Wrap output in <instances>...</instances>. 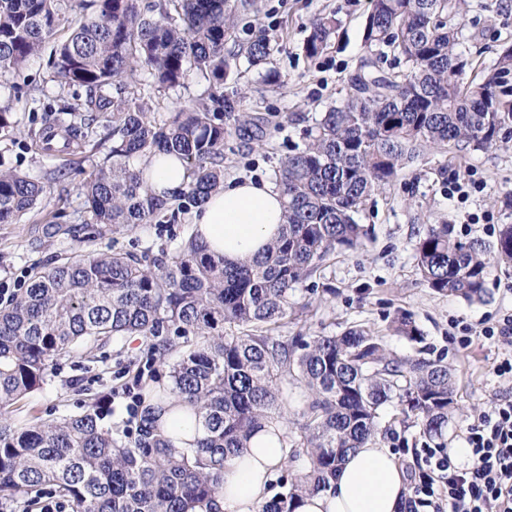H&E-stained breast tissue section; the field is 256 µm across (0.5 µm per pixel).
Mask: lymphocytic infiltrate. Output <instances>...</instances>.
Returning a JSON list of instances; mask_svg holds the SVG:
<instances>
[{"label": "lymphocytic infiltrate", "mask_w": 512, "mask_h": 512, "mask_svg": "<svg viewBox=\"0 0 512 512\" xmlns=\"http://www.w3.org/2000/svg\"><path fill=\"white\" fill-rule=\"evenodd\" d=\"M479 335L503 348L493 367L503 391L467 426L466 460L425 443L413 448L417 470L408 512H512V312Z\"/></svg>", "instance_id": "1"}]
</instances>
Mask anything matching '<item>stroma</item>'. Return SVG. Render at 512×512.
<instances>
[{
    "mask_svg": "<svg viewBox=\"0 0 512 512\" xmlns=\"http://www.w3.org/2000/svg\"><path fill=\"white\" fill-rule=\"evenodd\" d=\"M258 15L239 25L237 50L259 32L274 36L269 67L250 66L240 59L237 87L245 94L246 111L269 121L264 141L243 140L237 132L224 139L226 179L273 178L281 160L303 146L304 131L327 107L342 105L349 77L364 53L363 28L369 0H258ZM335 12L341 21L335 41L323 54L308 58L303 50L311 20ZM459 22L460 48L475 64L488 70L502 46L512 45V0H464ZM287 75L288 85H264L267 68ZM34 88L35 96L14 97L0 88V104L10 106L14 132L0 137V168H12L49 185L51 194L41 207L18 223L0 224V280L29 278L33 270L47 269L66 255L103 252L113 248L133 250L150 244L175 247L191 226V216L178 214L164 224H143L136 229L90 242L79 228L89 214L82 193L86 165L81 153L47 155L35 147V137L48 124L47 101L63 92L49 80L46 56L33 57L18 78ZM475 182L468 197H449V182ZM512 192V137L497 147L464 154L425 151L405 167L390 185L377 191L359 213V223L372 234L359 249L341 251L312 278L298 286L297 295L308 307L283 327L286 336L340 332L363 325L384 336L387 348L404 356L422 352L430 359L443 358L455 382L454 411L448 417V445L455 448L474 418L487 409L499 392L493 366L500 346L473 339L460 347V336L478 330L482 321L512 311V266L494 268L484 301L466 300L433 292L424 284L415 261V247L426 225L451 224L464 242L488 241L486 225L512 224V208L498 203V196ZM66 227V234L50 236L49 223ZM410 312L423 336L421 344L391 335L389 324L398 311ZM82 380L92 392L110 399L106 424L123 428L132 402L133 377L115 356L86 367L78 358L58 365L46 384L31 393L27 402L46 419L78 412L82 400L73 387ZM396 405L382 408L378 438L395 449L402 468L413 464L410 453L419 430L391 424Z\"/></svg>",
    "mask_w": 512,
    "mask_h": 512,
    "instance_id": "obj_1",
    "label": "stroma"
}]
</instances>
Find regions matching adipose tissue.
Wrapping results in <instances>:
<instances>
[{"label":"adipose tissue","instance_id":"adipose-tissue-1","mask_svg":"<svg viewBox=\"0 0 512 512\" xmlns=\"http://www.w3.org/2000/svg\"><path fill=\"white\" fill-rule=\"evenodd\" d=\"M144 181L156 195L176 196L186 170L174 157L153 156L143 166ZM284 222L283 198L274 182L232 181L196 208L192 223L210 252L236 262L251 259L271 243ZM287 454L275 437L260 432L246 454L224 465L221 512H258L270 498L268 485ZM406 499L402 470L381 442L349 452L327 490L306 496L298 512H399Z\"/></svg>","mask_w":512,"mask_h":512}]
</instances>
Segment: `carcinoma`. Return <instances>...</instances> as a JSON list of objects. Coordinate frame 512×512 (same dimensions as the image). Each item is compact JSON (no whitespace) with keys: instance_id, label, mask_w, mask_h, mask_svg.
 Masks as SVG:
<instances>
[{"instance_id":"obj_1","label":"carcinoma","mask_w":512,"mask_h":512,"mask_svg":"<svg viewBox=\"0 0 512 512\" xmlns=\"http://www.w3.org/2000/svg\"><path fill=\"white\" fill-rule=\"evenodd\" d=\"M462 0H370L365 55L343 105L307 130L308 141L281 160L275 180L285 198L281 236L263 256L226 265L187 230L172 250L71 254L31 273L26 288L0 307V503L23 501L46 487L70 512H220L224 462L249 448L257 431L280 424L288 449L277 491L260 512H297L309 493L325 490L346 454L376 439L380 411L403 405L398 422L420 428L433 448L448 447L454 382L443 359L400 357L384 337L353 325L339 333L278 336L297 309V285L330 255L356 249L368 229L355 220L363 203L389 184L421 150H485L512 130V45L495 66L475 71L458 52L450 15ZM95 8L79 20L70 0H0V87L13 79L61 27L49 66L60 88L84 96L50 113L70 116L68 146L86 142L100 118L112 137L106 162L90 161L83 184L93 236L161 224L196 208L224 188V121L260 141L267 120L242 109L238 88L239 21L256 0H81ZM334 14L310 22L304 45L323 53L336 35ZM402 58L384 69L376 48ZM271 38L246 47L253 66L267 63ZM208 82L203 104L150 116L148 99L175 91L190 74ZM156 153L186 163L180 204L144 186L139 161ZM47 186L0 169V223L14 224L44 202ZM416 266L441 295L468 302L485 295L493 265L512 264V224L489 245L458 240L449 224H429L419 236ZM391 331L410 342L422 335L399 311ZM142 339L144 365L129 362L137 393L122 437L105 427L104 398L91 395L76 415L45 420L23 409L60 360L101 358L127 338ZM293 418H288V410ZM163 412L202 426L175 447L158 425Z\"/></svg>"}]
</instances>
